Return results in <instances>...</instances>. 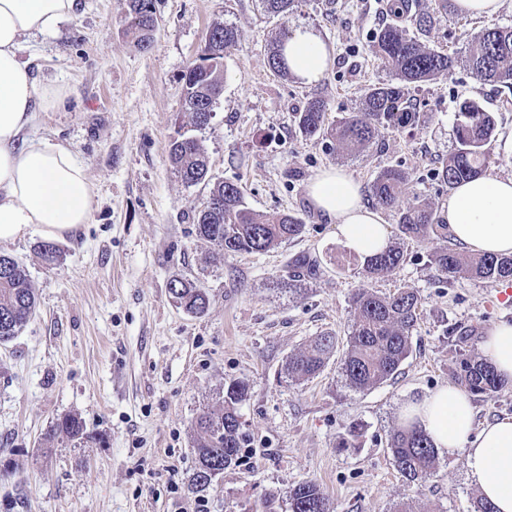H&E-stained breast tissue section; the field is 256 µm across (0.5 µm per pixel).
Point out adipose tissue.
Returning a JSON list of instances; mask_svg holds the SVG:
<instances>
[{
	"label": "adipose tissue",
	"instance_id": "1",
	"mask_svg": "<svg viewBox=\"0 0 512 512\" xmlns=\"http://www.w3.org/2000/svg\"><path fill=\"white\" fill-rule=\"evenodd\" d=\"M77 10L78 0H0V244L35 229L62 238L91 220L92 186L73 150L27 134L41 113L56 109L71 90L41 84L22 55L24 44L74 19ZM283 43L292 75L306 84L322 78L330 52L313 28H292ZM308 196L359 259L386 246L379 214L364 204L361 184L344 171L317 174ZM441 217L471 252L512 255V176L483 174L458 185ZM481 351L501 378L512 381V321L492 325ZM401 420L428 434L438 452L464 457L482 498L497 512H512V416L475 426L471 395L452 385L405 405Z\"/></svg>",
	"mask_w": 512,
	"mask_h": 512
}]
</instances>
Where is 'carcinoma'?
<instances>
[{
  "instance_id": "cac0c4a2",
  "label": "carcinoma",
  "mask_w": 512,
  "mask_h": 512,
  "mask_svg": "<svg viewBox=\"0 0 512 512\" xmlns=\"http://www.w3.org/2000/svg\"><path fill=\"white\" fill-rule=\"evenodd\" d=\"M129 17L130 31L137 44L143 50L149 49L158 23L155 0H129ZM433 20V14L417 9L413 17L417 34L412 36L394 25L380 28L373 40V50L394 73V78L366 87L359 111L343 114L334 126L326 124L324 103L310 100L295 116L299 134L306 138L325 137L331 142L330 149L349 154L365 148L385 131H403L424 122L426 113L412 103L411 88L448 76L456 66L455 58L421 40L429 34ZM238 40L239 33L234 26L214 24L206 33L198 62L188 67L183 76L184 107L200 130L210 124L206 111H214L222 90L224 53L236 46ZM466 63L480 81L497 84L512 93V26L481 31L471 43ZM269 65L283 77L289 74L284 45L279 39L270 51ZM455 134L456 149L438 162L434 172L450 189L487 172L496 136L495 118L480 102L465 99L458 105ZM168 160L184 183L210 185L207 204L194 214L193 223L198 236L220 252L261 253L304 234L305 225L297 217L287 212L256 213L245 205L236 184L213 179L208 157L197 138L181 134L171 141ZM409 182V171L397 164L383 168L371 184V194L382 207L398 209L401 240L444 242L429 253L428 262L449 282L459 278L512 281V255L459 252L448 241V225L440 220L430 201L417 199L405 208L398 207ZM404 261L401 244H389L355 269V273L371 281L395 274ZM321 272L318 258L297 256L288 276V292L299 290L303 282L316 279ZM168 292L189 314L201 316L208 309L206 290L192 280L173 278ZM35 306V288L24 266L13 257L0 254L1 345L18 335ZM351 307L354 316L341 357V373L349 388L364 391L398 373L410 353L412 333L421 319V302L417 289L412 287L383 296L363 284L352 294ZM337 345L336 336L329 332L316 336L306 347L288 356L287 377L309 379L318 375L336 352ZM453 379L455 385L482 398L494 396L503 387L493 367L472 354L460 360ZM248 394L249 384L233 379L224 384L222 409L205 411L197 417L193 435L196 466L189 480L191 490L208 488L226 467L239 462L241 449L247 446L239 409ZM52 432L72 439L88 438L83 423L75 417L57 420ZM389 445L394 466L407 482L422 484L434 474L437 450L423 431L403 427L391 435ZM288 509L289 512H332L327 494L314 481L299 483L288 491Z\"/></svg>"
}]
</instances>
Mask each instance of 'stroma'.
I'll return each mask as SVG.
<instances>
[{"instance_id":"1","label":"stroma","mask_w":512,"mask_h":512,"mask_svg":"<svg viewBox=\"0 0 512 512\" xmlns=\"http://www.w3.org/2000/svg\"><path fill=\"white\" fill-rule=\"evenodd\" d=\"M420 2L434 14L427 44L460 63L452 76L412 90L424 123L349 155L301 136L294 114L319 98L335 122L358 107L364 88L390 80L371 52L375 31L391 21L381 0H298L284 18L260 0H156L159 26L146 51L128 31V0H80L75 20L29 38L23 54L40 83L72 91L41 113L34 133L72 146L94 197L90 222L57 239L54 264L36 253L38 231L0 244V253L26 265L37 293L33 317L0 345V512H198L203 501L210 512H288L289 488L309 480L334 512H393L400 503L412 512H473L480 492L461 456H439L433 477L413 485L396 471L388 443L404 404L449 384L461 353H479L476 342L455 346L448 328L483 333L512 320V307L488 305L497 282H439L427 264L431 244L400 241L396 211L380 209L389 242H402L406 260L372 287L391 294L411 286L421 297L408 358L365 391L345 384L336 356L309 380L284 373L288 355L318 334L346 339L350 298L361 284L336 270L344 261L336 227L307 194L318 173L340 168L366 188L399 164L411 174L401 205L418 198L442 205L449 190L429 171L453 151L457 105L470 97L495 114L490 174L512 176L504 150L512 104L461 63L478 33L512 26V0L491 17ZM218 22L237 27L239 41L224 56L213 118L196 131L182 77ZM299 25L316 29L332 58L311 85L268 64L273 42ZM183 133L196 134L213 175L237 184L247 206L298 217L302 237L264 253L217 255L193 223L208 187L184 184L168 160L170 141ZM303 253L320 258L323 274L295 293L279 288ZM175 277L207 289L204 315L176 305L168 292ZM233 379L250 384L240 408L243 461L206 491H190L195 419L219 407ZM68 415L83 421L87 439H49L53 422ZM352 425L360 432L341 447Z\"/></svg>"}]
</instances>
